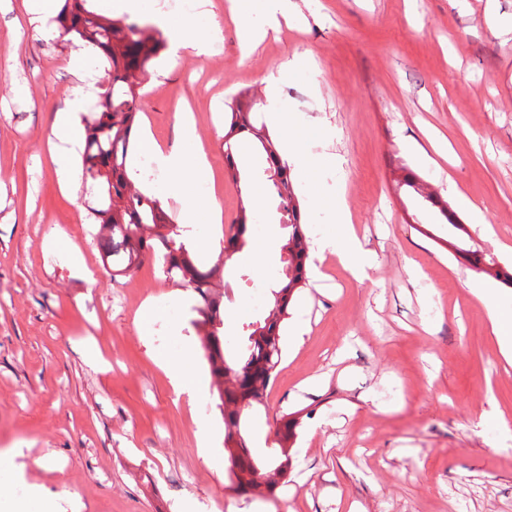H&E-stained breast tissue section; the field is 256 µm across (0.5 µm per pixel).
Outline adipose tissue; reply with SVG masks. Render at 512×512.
<instances>
[{
  "label": "adipose tissue",
  "mask_w": 512,
  "mask_h": 512,
  "mask_svg": "<svg viewBox=\"0 0 512 512\" xmlns=\"http://www.w3.org/2000/svg\"><path fill=\"white\" fill-rule=\"evenodd\" d=\"M267 20L264 25H256L250 14L245 11L233 12L232 18L237 29L238 41L243 55H250L268 35L278 31L281 21L290 20L294 14L292 0H265ZM280 72H272L265 79L266 96L269 102L265 118L271 124L286 127L280 155L283 161L309 169L314 165L312 158L301 149L304 137L301 129L291 126L286 113L278 105L280 90ZM91 103L89 95L74 92L66 109L55 112L52 118V132L60 137L65 147L55 156L57 172L62 183H69L75 176L71 157L80 141L75 133L78 111L86 109ZM197 138L192 117L180 119L175 129L174 142L164 148L152 145L154 159L160 168L165 169L171 177L168 189L178 196L182 203V224L185 238H193L194 227L198 224H217L221 221V209L216 200L202 198L196 191L198 185L205 182L209 175L210 163L204 152L186 154L185 145ZM339 232L335 238L319 242V253H331L338 257L340 263L359 279L366 278L367 271L373 264L372 256L363 250L356 236L353 225L342 202H334ZM483 304L490 323L491 331L496 337L500 353L506 361L512 362V316L506 315L488 288L473 291Z\"/></svg>",
  "instance_id": "obj_1"
}]
</instances>
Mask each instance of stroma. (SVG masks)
Segmentation results:
<instances>
[{
    "mask_svg": "<svg viewBox=\"0 0 512 512\" xmlns=\"http://www.w3.org/2000/svg\"><path fill=\"white\" fill-rule=\"evenodd\" d=\"M227 0L197 14L207 54L162 50L139 86L138 137L172 143L191 114L211 175L202 192L222 211L201 224L218 261L223 228L246 218L265 244L227 261L224 336L269 312L283 231L271 202L232 182L225 160L234 97L266 125L263 76L282 62L281 104L306 132L317 169H292L310 239L335 235L330 203L344 201L363 249L365 280L329 256L284 323L282 360L264 405L247 420L254 454L279 450L282 415L299 421L293 468L275 497L246 500L224 464V422L204 360L196 399L176 395L168 364L198 340L191 303L158 261L111 277L95 243L83 183L62 186L50 158L51 116L105 65L80 45L46 36L49 9L0 0V497H34L47 512H512V365L499 353L474 283L492 274L460 265L446 231L396 191L411 168L432 194L449 185L477 202L495 236L473 243L512 265V0H295L299 19L243 56ZM96 11L124 16L110 0ZM184 9L141 0L126 14L164 31ZM182 324L174 334L172 324ZM105 351L92 361L90 349ZM213 430L205 463L196 418Z\"/></svg>",
    "mask_w": 512,
    "mask_h": 512,
    "instance_id": "35a3bbf8",
    "label": "stroma"
}]
</instances>
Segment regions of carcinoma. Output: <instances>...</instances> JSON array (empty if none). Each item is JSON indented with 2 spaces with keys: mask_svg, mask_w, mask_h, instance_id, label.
Wrapping results in <instances>:
<instances>
[{
  "mask_svg": "<svg viewBox=\"0 0 512 512\" xmlns=\"http://www.w3.org/2000/svg\"><path fill=\"white\" fill-rule=\"evenodd\" d=\"M59 37L73 44L79 43L93 50L107 68L108 85L100 87L97 104L84 118L85 146L81 155L86 192L95 198L92 214L108 233L98 236L103 266L112 270V276H121L137 268L145 258L161 262L164 273L178 280L180 286L191 289L197 297L192 320L196 327L206 328L201 348L211 374L224 379L228 368L244 376L237 387L218 391L217 408L224 420L227 433L224 450L227 452L229 476L233 491L247 498L264 497L273 493L284 482L293 467L290 449L282 448L266 461L258 460L245 432L248 414L262 404L275 378V370L282 359V322L295 300L297 291L308 280L309 246L299 204L289 168L281 163L278 148L271 139L257 148L265 159V170H275L280 184H272L273 197L288 204V223L282 245L288 247L291 260L288 271L270 287L273 307L277 313L271 325L261 320L247 324L233 348L224 344V296L216 291L215 281L224 280V265H206L178 239L173 230L172 215L155 196L130 187L127 156L133 147L135 131L141 112L140 94L129 86L132 70L148 72L153 61L164 48L162 38L147 31L137 22L112 19L95 12L90 0H63L54 18ZM112 100L103 104V97ZM253 104L240 99L231 113V131L250 134ZM250 144L226 146V162L232 181L242 179L243 171L237 158L256 148ZM424 208L435 212L438 224L448 227V237L462 241L469 235L467 225L448 202L435 196L423 200ZM245 219L230 226L222 243L243 251L249 247ZM455 257L472 266L487 260L479 249L458 246L452 242ZM299 422L287 414L277 423L279 440L297 437Z\"/></svg>",
  "mask_w": 512,
  "mask_h": 512,
  "instance_id": "cac0c4a2",
  "label": "carcinoma"
}]
</instances>
